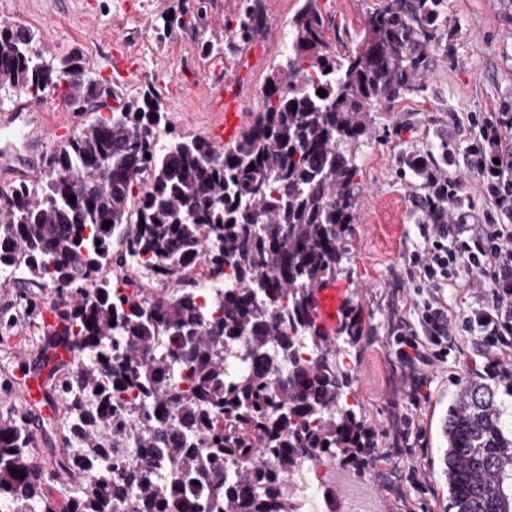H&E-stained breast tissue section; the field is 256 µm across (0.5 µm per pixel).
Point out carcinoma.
<instances>
[{
	"label": "carcinoma",
	"instance_id": "obj_1",
	"mask_svg": "<svg viewBox=\"0 0 512 512\" xmlns=\"http://www.w3.org/2000/svg\"><path fill=\"white\" fill-rule=\"evenodd\" d=\"M438 2L389 0L343 56L324 43L314 11L297 16L291 52L266 78L261 107L222 149L198 137L158 141L168 113L148 90L68 138L38 180L0 194V268H15L10 280L19 295L34 287L53 292L56 322L39 323L38 340L70 354L52 367L44 392L69 419L59 448L57 423L43 424L50 474L32 465V411L24 404L0 414V499H12L17 512H186L178 487L188 480L224 489L191 512H297L276 472L246 464L252 452L272 451L282 471L311 450L346 463L365 452L368 432L343 399L352 378L316 331L309 295L341 270L373 108L397 97L422 68ZM259 31L245 11L237 37ZM64 70L84 73L83 59L57 62L30 29L0 24L1 89L34 98L60 89L77 107L106 93L94 80L63 84ZM300 72L309 80L299 82ZM205 224L219 240L208 254L212 273L227 264L240 280L225 292L224 314L207 315L190 285L147 303L136 289L112 300L103 271L123 258L112 235L172 275L173 259L195 253ZM90 282L99 290L91 301L83 296ZM159 327L170 335L166 349L155 346ZM302 348L315 364L280 373L281 359ZM250 358L251 370L228 368ZM171 378L186 386L166 384ZM131 386L165 414L128 432L102 406L122 403ZM202 429L212 435L205 455L190 443ZM442 432L455 512H512V433L495 389L477 379L461 383ZM130 448L143 458L126 470L121 457ZM62 474L68 483L59 501L50 481Z\"/></svg>",
	"mask_w": 512,
	"mask_h": 512
}]
</instances>
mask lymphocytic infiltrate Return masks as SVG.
Listing matches in <instances>:
<instances>
[{"instance_id":"lymphocytic-infiltrate-1","label":"lymphocytic infiltrate","mask_w":512,"mask_h":512,"mask_svg":"<svg viewBox=\"0 0 512 512\" xmlns=\"http://www.w3.org/2000/svg\"><path fill=\"white\" fill-rule=\"evenodd\" d=\"M506 133H512L511 112L484 119L481 144L472 150L471 165L478 173L493 177L508 173V182L490 191L507 223L474 224L468 211L449 209L447 183L437 180V169L430 161L421 163L432 208L450 212L452 220L421 225V244L411 255V280L431 291L421 305L418 330L401 340L398 352L413 384H420L434 360L447 356L462 332L478 337V356L504 355L512 360V149L502 147ZM474 277L486 284L480 303L470 316L452 323L434 292L468 284Z\"/></svg>"}]
</instances>
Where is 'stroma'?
I'll return each instance as SVG.
<instances>
[{"mask_svg": "<svg viewBox=\"0 0 512 512\" xmlns=\"http://www.w3.org/2000/svg\"><path fill=\"white\" fill-rule=\"evenodd\" d=\"M197 0H0V22L32 30L39 44L61 59L81 54L86 77L107 82L110 94L76 109L61 94L41 99V111L23 113L10 136L23 128L29 141L25 158L47 165L56 141L41 134L53 123L68 133L100 115L122 108L147 89L161 97L171 129L209 137L223 101L211 98L205 70L218 52L238 60L242 78L263 86L281 60L272 33L304 8L332 17L322 38L332 51L361 42L366 20L387 0H281L273 6L272 33L248 42H226L230 24L223 12L199 16ZM423 71L398 98L376 108L373 133L363 148L357 181L360 198L353 232L346 238L340 281L352 284L347 305L357 334H338L352 371L351 403L369 430L371 445L355 475L370 483L381 512H451L443 473L442 427L448 403L460 383L484 377L469 358L474 337L463 338L447 361L439 363L423 386L401 376L394 336L399 322L415 323L418 290L407 270L419 238L426 194L422 181L404 164L410 155L447 160L448 175L460 180L474 217L490 212L486 180L470 166L480 139L474 119L489 116L512 101V0H440ZM123 36L138 67L123 80L110 81L107 65L114 36ZM263 63L250 67L248 55ZM27 300L0 280V411L15 403V369L21 356L40 363L31 332Z\"/></svg>", "mask_w": 512, "mask_h": 512, "instance_id": "obj_1", "label": "stroma"}]
</instances>
